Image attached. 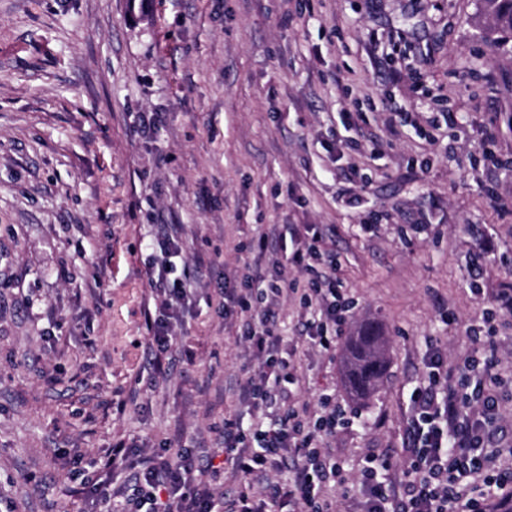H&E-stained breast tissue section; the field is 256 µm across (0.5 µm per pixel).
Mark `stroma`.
Here are the masks:
<instances>
[{
  "mask_svg": "<svg viewBox=\"0 0 512 512\" xmlns=\"http://www.w3.org/2000/svg\"><path fill=\"white\" fill-rule=\"evenodd\" d=\"M491 24L483 0H0V512H94L85 490L119 443L215 447L257 368L219 294L260 292L251 247L274 224L320 234L355 303L325 353L298 337V296L279 324L293 394L344 414L330 496L356 512L366 452H401L427 342L472 354L467 327L512 282V170L483 154L512 159V38L491 50ZM388 97L457 121L431 144L390 135ZM163 224L181 227L187 295L158 374L145 271ZM362 322L390 350L358 401L343 357Z\"/></svg>",
  "mask_w": 512,
  "mask_h": 512,
  "instance_id": "1",
  "label": "stroma"
}]
</instances>
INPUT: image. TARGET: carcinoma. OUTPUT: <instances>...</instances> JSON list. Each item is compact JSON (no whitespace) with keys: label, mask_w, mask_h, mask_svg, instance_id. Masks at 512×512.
Wrapping results in <instances>:
<instances>
[{"label":"carcinoma","mask_w":512,"mask_h":512,"mask_svg":"<svg viewBox=\"0 0 512 512\" xmlns=\"http://www.w3.org/2000/svg\"><path fill=\"white\" fill-rule=\"evenodd\" d=\"M494 30L512 32V0H485ZM388 370V340L367 323L349 337L345 356V384L357 398L372 396L383 384Z\"/></svg>","instance_id":"1"}]
</instances>
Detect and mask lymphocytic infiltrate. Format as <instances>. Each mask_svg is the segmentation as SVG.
<instances>
[{
    "instance_id": "obj_1",
    "label": "lymphocytic infiltrate",
    "mask_w": 512,
    "mask_h": 512,
    "mask_svg": "<svg viewBox=\"0 0 512 512\" xmlns=\"http://www.w3.org/2000/svg\"><path fill=\"white\" fill-rule=\"evenodd\" d=\"M287 236L303 240L291 262L306 272L305 281L287 279L278 271L267 275L259 300L231 291L224 294V309L242 322L244 341L258 362L257 371L240 381L238 399L251 412L279 407L278 420L254 432L245 428L242 417L225 422L218 450L202 466L185 453L156 461L137 449L115 445L111 457L99 465L104 475L97 485L100 512H112L111 477L119 468L132 472L150 512H285L291 505L302 512H333L324 489L341 477L342 466L326 451L323 439L336 432V409L324 405L314 419L306 402L284 392L295 376L282 355L278 308L285 293L299 295L307 315L305 340L326 352L343 335L353 302L336 276V257L324 250L321 236H302L289 225L271 237H260L258 249L266 251L269 239ZM157 246L160 261L147 271L150 287L184 298L185 289L169 279L171 260L180 250L178 237L165 233ZM511 320L512 285H506L493 294L481 325L467 330L487 354L485 370L494 369L497 335ZM423 363L426 379L410 396L404 450L408 466L394 479L388 475L389 458L367 455L360 469L362 512H512V468L498 466L488 453L501 421L499 393L483 381H471L473 356L463 358L453 380L448 377V357L437 344H428ZM287 456L293 461L288 482L271 481V473ZM226 463L242 483L237 495L221 507L204 477ZM256 478L265 482L259 493L252 485Z\"/></svg>"
}]
</instances>
